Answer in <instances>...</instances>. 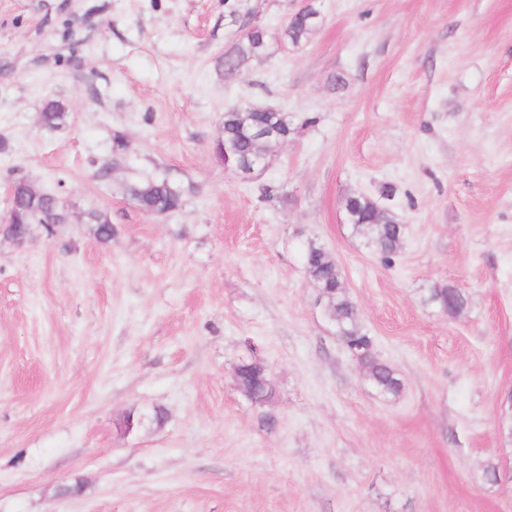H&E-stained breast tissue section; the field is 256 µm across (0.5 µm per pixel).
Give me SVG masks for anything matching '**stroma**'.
<instances>
[{
    "label": "stroma",
    "mask_w": 512,
    "mask_h": 512,
    "mask_svg": "<svg viewBox=\"0 0 512 512\" xmlns=\"http://www.w3.org/2000/svg\"><path fill=\"white\" fill-rule=\"evenodd\" d=\"M304 4L0 0V216L18 179L70 214L0 239V512H512V0H314L294 45ZM247 12L272 47L228 75ZM247 104L295 133L244 180L212 145ZM117 133L131 166L98 180ZM134 173L182 184L183 208L142 213ZM355 191L404 224L391 262L348 224ZM311 242L399 396L318 304ZM252 347L261 406L234 378ZM310 5H305L302 10L294 14L288 21L283 31V37L291 44L299 45L303 40L307 38L310 31L312 30V21L307 20L308 14L304 13L308 11ZM429 301L448 315L459 314L468 304L467 298L461 289L448 285L432 288Z\"/></svg>",
    "instance_id": "35a3bbf8"
}]
</instances>
